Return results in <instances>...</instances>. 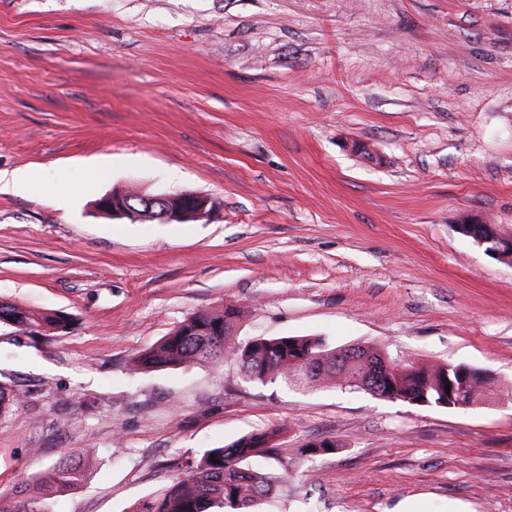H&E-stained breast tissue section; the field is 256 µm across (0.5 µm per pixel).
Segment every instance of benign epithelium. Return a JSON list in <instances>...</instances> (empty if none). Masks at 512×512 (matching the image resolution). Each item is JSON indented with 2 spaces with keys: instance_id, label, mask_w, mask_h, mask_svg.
Wrapping results in <instances>:
<instances>
[{
  "instance_id": "1",
  "label": "benign epithelium",
  "mask_w": 512,
  "mask_h": 512,
  "mask_svg": "<svg viewBox=\"0 0 512 512\" xmlns=\"http://www.w3.org/2000/svg\"><path fill=\"white\" fill-rule=\"evenodd\" d=\"M97 207L103 214L132 224L146 218L165 224L210 221L218 213L211 198L195 193L132 196L124 190H114L100 198ZM463 223L480 225L482 231L477 235V244L486 247V251L497 258L506 257L512 263V238L499 233L494 225L477 219L467 217Z\"/></svg>"
}]
</instances>
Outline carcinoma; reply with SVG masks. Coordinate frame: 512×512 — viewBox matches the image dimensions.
<instances>
[{
  "instance_id": "1",
  "label": "carcinoma",
  "mask_w": 512,
  "mask_h": 512,
  "mask_svg": "<svg viewBox=\"0 0 512 512\" xmlns=\"http://www.w3.org/2000/svg\"><path fill=\"white\" fill-rule=\"evenodd\" d=\"M241 310L224 304L200 311L184 319L155 345L133 360L139 370H154L183 364L224 362L229 353L237 358L243 374L259 383L284 381L304 388L332 385L360 389L376 399L388 394L385 366L393 359L374 344L336 348L317 336H278L253 339L244 344L234 340L233 331ZM16 322L37 336L62 333L71 319L60 313L23 308L0 301V323ZM399 401L416 406L468 410L482 403L491 377L486 371L466 364L427 365L418 360L398 363ZM464 377L462 393L450 396L446 385ZM284 428L272 427L243 435L221 447L205 450L201 457L186 462L184 468L161 491L131 512H252L255 505L274 491V477L253 465L259 458H272ZM341 445L336 440L310 442L303 454H331ZM216 462H211V459ZM86 462L61 458L39 485L50 496L81 481ZM0 512H45L43 501L23 496Z\"/></svg>"
}]
</instances>
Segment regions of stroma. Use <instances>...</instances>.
<instances>
[{"mask_svg":"<svg viewBox=\"0 0 512 512\" xmlns=\"http://www.w3.org/2000/svg\"><path fill=\"white\" fill-rule=\"evenodd\" d=\"M0 501L62 454L51 512H129L185 460L281 426L255 512H512V266L458 233H512V0H0ZM201 193L217 220L130 224L112 189ZM238 340L320 336L463 363L459 411L260 384L235 357L134 373L193 313ZM336 453L301 457L310 441ZM11 322L24 326L26 331L33 328L29 333L37 336L65 332L72 323L71 319L64 314L30 310L17 304L0 301V323L10 324ZM86 462L76 458H60L50 468L39 485L43 496H50L61 490L74 487L86 472Z\"/></svg>","mask_w":512,"mask_h":512,"instance_id":"stroma-1","label":"stroma"}]
</instances>
